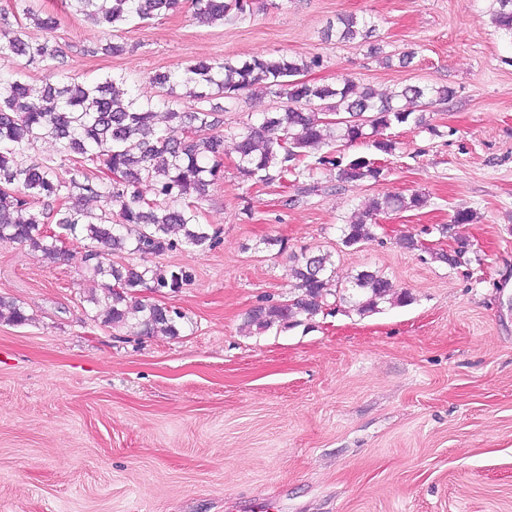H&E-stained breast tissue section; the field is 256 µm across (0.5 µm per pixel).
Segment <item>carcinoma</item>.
<instances>
[{"label": "carcinoma", "mask_w": 512, "mask_h": 512, "mask_svg": "<svg viewBox=\"0 0 512 512\" xmlns=\"http://www.w3.org/2000/svg\"><path fill=\"white\" fill-rule=\"evenodd\" d=\"M70 2L76 12L114 32L132 19L165 16L186 4L207 24H233L254 14L241 0ZM14 7L43 38L21 25L8 32L3 45L23 63L0 71V241L25 245L56 264L69 260L71 253L62 248L59 236L46 233V226L56 225L65 236H81L86 271L94 279L111 280L103 297L91 291L86 302L95 306L104 325L114 328L180 334L186 315L148 301L142 293H177L194 279L189 267L161 269L149 265V258L183 246L213 249L220 242L218 232L200 222L191 201L224 173V134L217 119L224 107L216 100L231 102L245 91L281 100L277 110L259 113L256 121L231 134L242 181L300 185L314 171L325 170L338 181L360 185L386 179L387 169L367 155L346 159L336 154V143L363 142L368 128L376 133L410 123L420 126L418 108L456 94L449 86L405 84L383 94L350 78L306 81V74L322 66L320 57L282 54L197 61L156 73L150 80L162 93L144 96L120 88L122 77L86 82L70 74L59 61L61 50L50 44L57 17L36 11L32 0H14ZM490 20L512 35V0H492ZM374 30L372 18L350 13L328 25L325 36L363 44ZM31 64L47 71L38 89L24 80V68ZM179 87L194 101V111L177 109ZM48 138L60 143L59 159L29 158L28 151ZM82 159L101 163L108 175L89 174ZM144 183L152 186L154 199L141 192ZM87 197L104 203L101 213L79 206ZM427 202L419 192L374 195L343 220L341 243L347 248L366 243L375 238L379 215L421 209ZM474 218L472 210L460 207L439 232L444 235ZM123 253L139 256L142 264L112 261ZM288 271L294 294L285 302L255 306L247 313V325L258 331L294 327L325 310L331 297L360 314L388 300L409 302L408 293L397 291L378 271H361L340 284L328 252L294 254ZM4 317L20 324L29 320L19 305L0 297V319Z\"/></svg>", "instance_id": "obj_1"}]
</instances>
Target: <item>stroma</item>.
I'll return each mask as SVG.
<instances>
[{"label":"stroma","mask_w":512,"mask_h":512,"mask_svg":"<svg viewBox=\"0 0 512 512\" xmlns=\"http://www.w3.org/2000/svg\"><path fill=\"white\" fill-rule=\"evenodd\" d=\"M264 2L236 24L185 8L131 21L126 53L107 56L104 28L69 0H36L60 22L71 74H121L147 95L158 71L280 54L320 57L326 83L456 95L428 105L427 127L387 129L397 150L376 184L319 171L305 197L252 187L225 139L224 177L198 201L219 245L155 259L195 274L164 298L189 320L176 337L96 318L80 240L63 264L0 242V296L29 317L0 320V512H512V37L491 0ZM348 13L372 17L373 43L409 66L324 40ZM384 192L429 202L378 216L373 241L344 247V217ZM459 207L473 223L440 235ZM265 236L285 252L261 249ZM409 237L424 249L403 248ZM461 241L467 264L439 260ZM304 250L331 252L341 279L380 271L411 302L245 327L250 309L293 294L289 256Z\"/></svg>","instance_id":"obj_1"}]
</instances>
